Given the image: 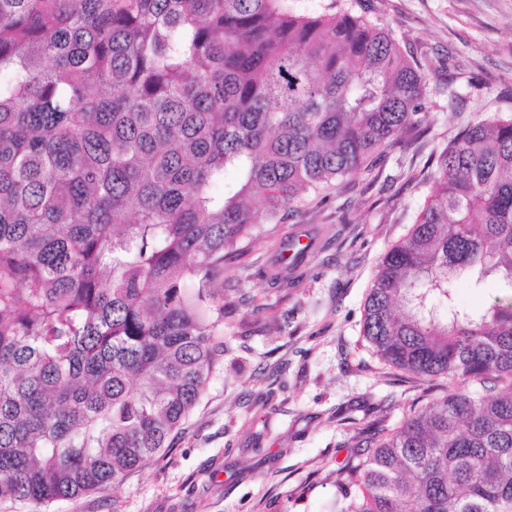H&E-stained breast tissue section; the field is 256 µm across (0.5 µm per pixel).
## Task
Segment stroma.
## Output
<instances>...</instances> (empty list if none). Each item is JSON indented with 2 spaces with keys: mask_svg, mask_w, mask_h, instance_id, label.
Here are the masks:
<instances>
[{
  "mask_svg": "<svg viewBox=\"0 0 512 512\" xmlns=\"http://www.w3.org/2000/svg\"><path fill=\"white\" fill-rule=\"evenodd\" d=\"M301 3L353 7L433 59L431 132L391 149L377 180L288 213L279 229L304 250L292 285L266 279V241L225 262L224 355L169 448L118 485L49 505L0 502V512H325L337 470L363 453L361 431L446 392L447 379L425 382L373 355L363 304L380 256L432 192L419 182L430 153L475 113L512 112V0Z\"/></svg>",
  "mask_w": 512,
  "mask_h": 512,
  "instance_id": "35a3bbf8",
  "label": "stroma"
}]
</instances>
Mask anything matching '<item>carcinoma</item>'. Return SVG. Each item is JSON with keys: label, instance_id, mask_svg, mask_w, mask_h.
<instances>
[{"label": "carcinoma", "instance_id": "cac0c4a2", "mask_svg": "<svg viewBox=\"0 0 512 512\" xmlns=\"http://www.w3.org/2000/svg\"><path fill=\"white\" fill-rule=\"evenodd\" d=\"M297 2L0 0V500L74 499L169 447L224 352V261L269 234L254 205L279 223L430 132L431 62ZM422 182L361 334L456 388L372 424L330 512H512V114ZM457 281L502 296L461 307Z\"/></svg>", "mask_w": 512, "mask_h": 512}]
</instances>
